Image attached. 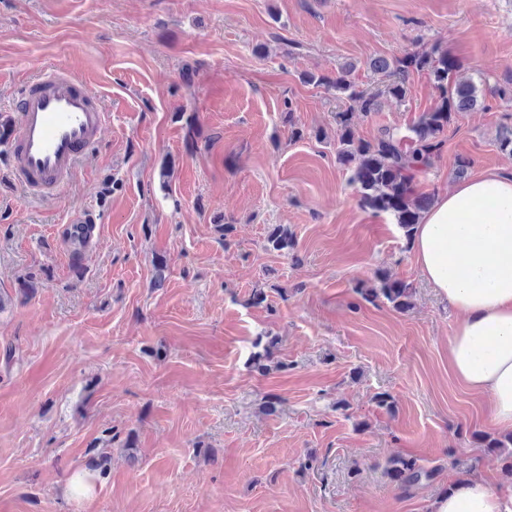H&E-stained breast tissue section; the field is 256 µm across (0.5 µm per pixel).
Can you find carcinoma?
Returning a JSON list of instances; mask_svg holds the SVG:
<instances>
[{
	"label": "carcinoma",
	"mask_w": 512,
	"mask_h": 512,
	"mask_svg": "<svg viewBox=\"0 0 512 512\" xmlns=\"http://www.w3.org/2000/svg\"><path fill=\"white\" fill-rule=\"evenodd\" d=\"M370 70L386 76L384 93L394 98H406L409 76L415 72L426 75L437 92L434 105L405 127L383 128L372 140L356 135L352 112L336 113V157L350 171L349 181L359 194L361 207L377 216L392 215L409 241L415 224L433 202L429 195L415 194L413 179L430 169L443 152L455 114L476 106L480 89L472 81L456 80L458 61L438 48L430 53H407L391 61L376 58ZM355 72V68L346 67L333 77L309 74L304 82L336 91L366 115L379 111L380 94L361 88ZM266 242L269 249L285 254L294 248L292 236L280 224L268 227ZM379 281L380 287L372 289L373 297H382L397 310L409 307V284L382 275ZM388 473L404 486L430 476L416 461L404 458L393 460Z\"/></svg>",
	"instance_id": "1"
}]
</instances>
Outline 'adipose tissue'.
<instances>
[{"label":"adipose tissue","instance_id":"ef3b65f1","mask_svg":"<svg viewBox=\"0 0 512 512\" xmlns=\"http://www.w3.org/2000/svg\"><path fill=\"white\" fill-rule=\"evenodd\" d=\"M424 278L461 314L448 367L488 396L490 415L512 432V174L490 170L438 195L410 241ZM433 512H512V477L457 481Z\"/></svg>","mask_w":512,"mask_h":512}]
</instances>
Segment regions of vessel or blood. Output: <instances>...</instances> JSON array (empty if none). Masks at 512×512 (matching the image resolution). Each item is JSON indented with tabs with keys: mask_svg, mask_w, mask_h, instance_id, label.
Here are the masks:
<instances>
[{
	"mask_svg": "<svg viewBox=\"0 0 512 512\" xmlns=\"http://www.w3.org/2000/svg\"><path fill=\"white\" fill-rule=\"evenodd\" d=\"M17 114L9 143V177L35 199H52L102 141L110 123L100 95L68 67L41 71L10 100Z\"/></svg>",
	"mask_w": 512,
	"mask_h": 512,
	"instance_id": "obj_1",
	"label": "vessel or blood"
}]
</instances>
